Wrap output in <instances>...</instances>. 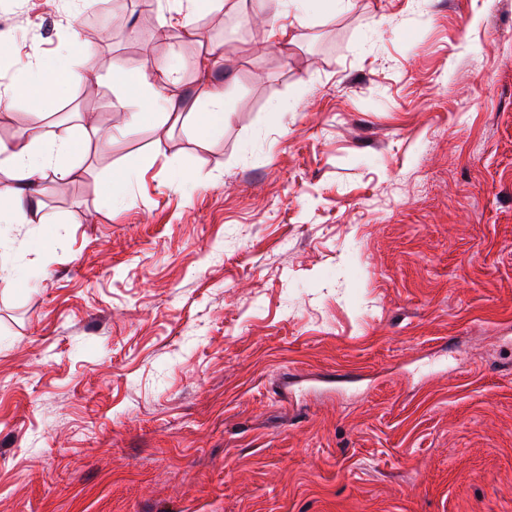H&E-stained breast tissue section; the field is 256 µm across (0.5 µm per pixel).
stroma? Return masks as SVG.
<instances>
[{
  "instance_id": "1",
  "label": "stroma",
  "mask_w": 512,
  "mask_h": 512,
  "mask_svg": "<svg viewBox=\"0 0 512 512\" xmlns=\"http://www.w3.org/2000/svg\"><path fill=\"white\" fill-rule=\"evenodd\" d=\"M255 3L0 0V140L112 134L0 222V512H512V0ZM97 79L96 71L89 68H79L71 65L61 69L47 68L42 73L37 86H27L23 89V92L30 94L36 88L37 94H57L67 86L86 84ZM116 78L122 82L125 94L116 99L114 107L126 112L127 125L141 123L146 112L165 115V111L176 104L179 80L171 68L142 69L132 73L118 71ZM197 107L204 115V120L198 128L203 138L220 136L224 132V123L231 118L232 111L224 103V94L209 91L198 100Z\"/></svg>"
}]
</instances>
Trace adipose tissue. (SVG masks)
<instances>
[{"instance_id": "obj_1", "label": "adipose tissue", "mask_w": 512, "mask_h": 512, "mask_svg": "<svg viewBox=\"0 0 512 512\" xmlns=\"http://www.w3.org/2000/svg\"><path fill=\"white\" fill-rule=\"evenodd\" d=\"M116 77L122 82L125 94L117 98L115 106L125 112L129 125L141 123L148 113L164 115L176 104L178 79L172 69L120 71ZM101 138L97 126L82 124L66 137L37 127L26 144L11 145L0 141V169L9 170L14 179L13 184L0 188V218L8 224L30 223V214L23 205L25 190L37 187L50 177L71 178L76 171L72 161L75 145Z\"/></svg>"}]
</instances>
